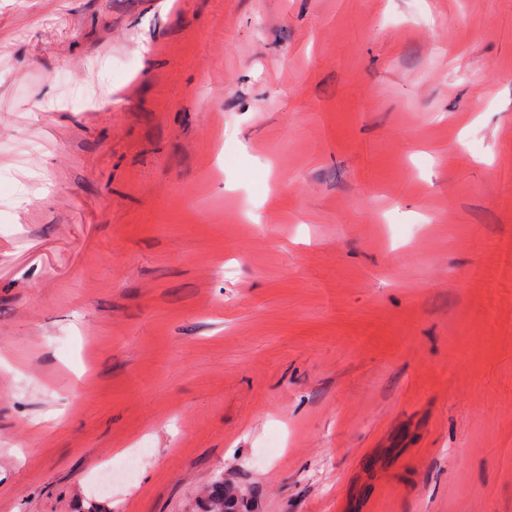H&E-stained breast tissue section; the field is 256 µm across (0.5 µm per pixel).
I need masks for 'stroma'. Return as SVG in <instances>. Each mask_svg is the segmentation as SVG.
<instances>
[{"instance_id": "stroma-1", "label": "stroma", "mask_w": 512, "mask_h": 512, "mask_svg": "<svg viewBox=\"0 0 512 512\" xmlns=\"http://www.w3.org/2000/svg\"><path fill=\"white\" fill-rule=\"evenodd\" d=\"M510 248L512 0H0V512H512Z\"/></svg>"}]
</instances>
